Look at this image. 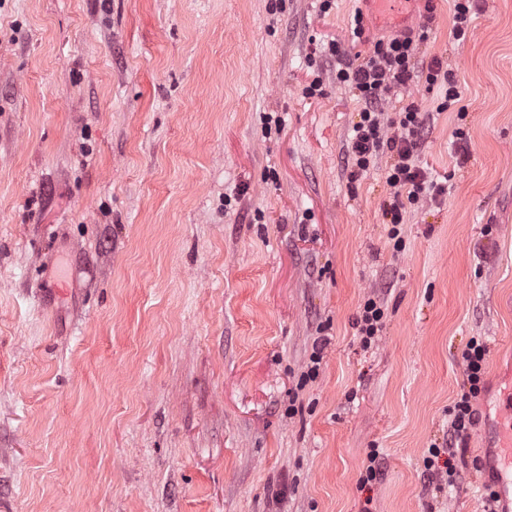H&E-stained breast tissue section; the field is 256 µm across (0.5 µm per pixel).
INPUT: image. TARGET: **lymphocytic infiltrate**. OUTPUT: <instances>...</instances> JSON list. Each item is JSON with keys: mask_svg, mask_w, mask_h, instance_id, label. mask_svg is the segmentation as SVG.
Here are the masks:
<instances>
[{"mask_svg": "<svg viewBox=\"0 0 512 512\" xmlns=\"http://www.w3.org/2000/svg\"><path fill=\"white\" fill-rule=\"evenodd\" d=\"M429 34V26L423 25L414 31L380 38L363 55L346 54L335 41L328 45L330 55L337 60V84L355 90L361 103L349 136L346 165L351 177L369 171L383 155L392 158L386 177L391 196L384 205V214L390 219L389 238L397 251L403 247L401 224L407 207L440 201L448 192L447 186L432 178L420 161L425 132L435 112H425L410 104L400 108L393 118L385 116V106L398 90L420 77L428 85L446 87L436 112L458 104L461 94L441 61L435 58L423 66L417 61V47L428 40ZM488 353L486 342L476 337L470 339L462 353L464 383L448 409L449 443L468 437L476 424L473 402L485 388Z\"/></svg>", "mask_w": 512, "mask_h": 512, "instance_id": "lymphocytic-infiltrate-1", "label": "lymphocytic infiltrate"}]
</instances>
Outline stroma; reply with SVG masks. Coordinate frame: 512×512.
Returning <instances> with one entry per match:
<instances>
[{"instance_id":"stroma-1","label":"stroma","mask_w":512,"mask_h":512,"mask_svg":"<svg viewBox=\"0 0 512 512\" xmlns=\"http://www.w3.org/2000/svg\"><path fill=\"white\" fill-rule=\"evenodd\" d=\"M410 10L467 115L402 89L448 194L397 252L324 51L358 12V51L392 36L364 0H0V512H483L479 430L456 484L426 457L471 338L478 419L512 375V0L462 41ZM385 309L376 299L368 297L360 305L359 317L356 321L358 336L363 348L368 349L381 331Z\"/></svg>"}]
</instances>
